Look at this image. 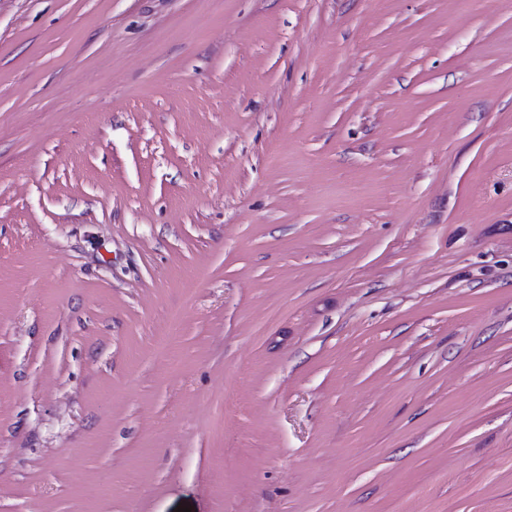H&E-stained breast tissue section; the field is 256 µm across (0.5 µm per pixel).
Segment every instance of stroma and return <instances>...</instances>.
Instances as JSON below:
<instances>
[{"instance_id":"obj_1","label":"stroma","mask_w":512,"mask_h":512,"mask_svg":"<svg viewBox=\"0 0 512 512\" xmlns=\"http://www.w3.org/2000/svg\"><path fill=\"white\" fill-rule=\"evenodd\" d=\"M512 512V0H0V512Z\"/></svg>"}]
</instances>
